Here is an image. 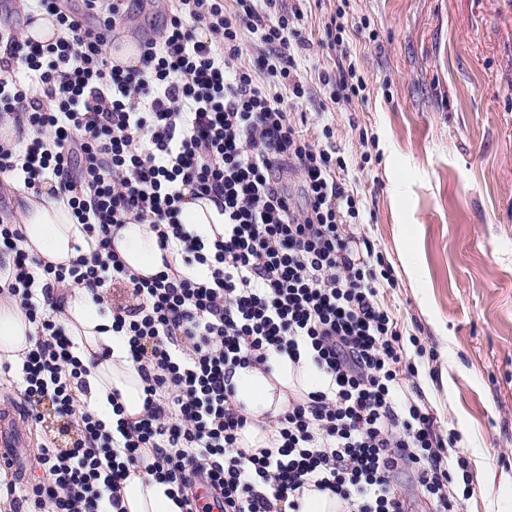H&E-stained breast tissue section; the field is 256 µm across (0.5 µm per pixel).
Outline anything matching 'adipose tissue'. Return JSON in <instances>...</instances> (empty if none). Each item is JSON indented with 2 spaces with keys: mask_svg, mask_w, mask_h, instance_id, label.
I'll use <instances>...</instances> for the list:
<instances>
[{
  "mask_svg": "<svg viewBox=\"0 0 512 512\" xmlns=\"http://www.w3.org/2000/svg\"><path fill=\"white\" fill-rule=\"evenodd\" d=\"M68 197V189L54 181L45 184L40 194L21 195L17 216L23 229L22 250L56 265L69 264L77 256L94 252L95 242L78 224L67 204ZM182 222L188 231L206 241L224 231L223 214L207 199H186ZM112 244L115 253L136 275L151 277L171 265L193 279L207 276L204 267L185 265L177 251L160 250L151 225H123L116 230ZM54 307L75 345V355L89 365L87 391L81 401L113 432L115 445H122L123 437L115 432L118 419L136 420L144 411L145 401L143 381L129 358L128 339L113 332L111 313L95 301L89 288L58 291ZM33 333L16 299L0 293V364L21 361L32 345ZM231 382L235 403L251 420L241 444L252 453L273 446L275 432L271 422L287 409L290 398L324 391L329 385L328 377L315 367L306 352L295 363L269 353L265 369L236 370ZM169 490L168 484L145 472H130L124 482L123 506L126 512H181Z\"/></svg>",
  "mask_w": 512,
  "mask_h": 512,
  "instance_id": "obj_1",
  "label": "adipose tissue"
}]
</instances>
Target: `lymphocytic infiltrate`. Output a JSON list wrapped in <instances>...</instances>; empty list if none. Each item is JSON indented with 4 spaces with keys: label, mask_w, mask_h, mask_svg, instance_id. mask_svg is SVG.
I'll list each match as a JSON object with an SVG mask.
<instances>
[{
    "label": "lymphocytic infiltrate",
    "mask_w": 512,
    "mask_h": 512,
    "mask_svg": "<svg viewBox=\"0 0 512 512\" xmlns=\"http://www.w3.org/2000/svg\"><path fill=\"white\" fill-rule=\"evenodd\" d=\"M65 38L42 45L0 25V122L29 128L24 149L0 143V178L40 193L54 177L94 238L93 256L53 265L20 249L22 227L0 209V251L11 254L4 283L34 327V345L13 384L31 422L51 404L76 425L68 447L43 444V483L7 482L14 512H124L122 491L141 467L169 483L182 512H202L195 490L208 485L222 512H279L306 486L347 501L350 512H405L393 480L414 476L434 512H457L455 486L469 463L455 455L456 433L441 435L432 409L404 397L418 369L378 295L389 266L372 262L348 223L360 202L336 180L339 158L311 144L289 117L305 91L291 78L294 17L269 18L274 0H174L162 40L142 41L141 65L112 66L108 37L141 0H83L94 18L80 27L61 0H35ZM203 24L211 37L194 29ZM286 51L287 94L266 92L239 69L244 34ZM301 174L305 208L274 179ZM224 211V233L205 242L180 216L186 198ZM151 224L160 249L176 245L186 265L208 268L198 282L162 272L132 274L112 237L120 226ZM86 286L97 302L127 289L131 304L112 307L144 382V412L127 424L122 451L73 392L87 369L48 302L55 289ZM310 347L330 378L327 391L293 401L276 420V445L249 453L250 419L234 403L236 369L265 365L269 350L297 361Z\"/></svg>",
    "instance_id": "1"
}]
</instances>
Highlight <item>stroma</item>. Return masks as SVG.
Segmentation results:
<instances>
[{
	"instance_id": "obj_1",
	"label": "stroma",
	"mask_w": 512,
	"mask_h": 512,
	"mask_svg": "<svg viewBox=\"0 0 512 512\" xmlns=\"http://www.w3.org/2000/svg\"><path fill=\"white\" fill-rule=\"evenodd\" d=\"M276 0L301 14L291 109L362 198L352 225L392 268L379 298L458 455L482 460L459 512H512V0ZM355 64L363 98L322 76ZM331 137H323V126Z\"/></svg>"
}]
</instances>
